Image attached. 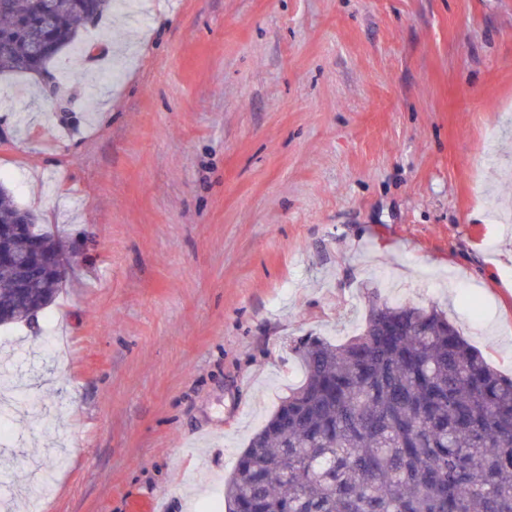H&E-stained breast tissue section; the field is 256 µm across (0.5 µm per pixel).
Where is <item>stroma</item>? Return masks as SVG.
<instances>
[{"label":"stroma","mask_w":512,"mask_h":512,"mask_svg":"<svg viewBox=\"0 0 512 512\" xmlns=\"http://www.w3.org/2000/svg\"><path fill=\"white\" fill-rule=\"evenodd\" d=\"M48 70L0 76V183L67 261L0 328V512H217L291 340L375 289L512 372V0H137Z\"/></svg>","instance_id":"35a3bbf8"}]
</instances>
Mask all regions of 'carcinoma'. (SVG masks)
Segmentation results:
<instances>
[{
    "label": "carcinoma",
    "mask_w": 512,
    "mask_h": 512,
    "mask_svg": "<svg viewBox=\"0 0 512 512\" xmlns=\"http://www.w3.org/2000/svg\"><path fill=\"white\" fill-rule=\"evenodd\" d=\"M111 0H0V74H34L77 42ZM53 24L41 27L43 13ZM49 50L36 56L32 44ZM29 211L0 183V228ZM49 261L17 289L0 263V327L56 299L53 235L35 227ZM26 234H1L22 257ZM304 378L254 434L224 482V512H512V375L495 369L437 306L372 294L361 331L336 345L295 341Z\"/></svg>",
    "instance_id": "carcinoma-1"
}]
</instances>
